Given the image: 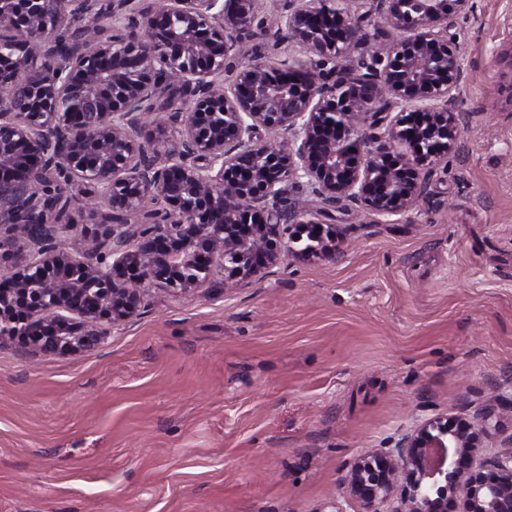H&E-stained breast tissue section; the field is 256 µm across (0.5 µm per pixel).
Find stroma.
Instances as JSON below:
<instances>
[{
  "label": "stroma",
  "mask_w": 512,
  "mask_h": 512,
  "mask_svg": "<svg viewBox=\"0 0 512 512\" xmlns=\"http://www.w3.org/2000/svg\"><path fill=\"white\" fill-rule=\"evenodd\" d=\"M461 137L335 260L150 291L79 355L0 341V512H318L418 421L512 400V0L457 18Z\"/></svg>",
  "instance_id": "1"
}]
</instances>
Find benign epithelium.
Returning <instances> with one entry per match:
<instances>
[{
  "mask_svg": "<svg viewBox=\"0 0 512 512\" xmlns=\"http://www.w3.org/2000/svg\"><path fill=\"white\" fill-rule=\"evenodd\" d=\"M265 0H112L75 41L56 34L90 14L89 0H0V56L21 77L0 99V340L20 337L44 354H78L100 342L85 326L133 317L148 287L198 288L217 259L230 280L280 260L292 230L315 245L296 257H336V227L287 204L290 183L327 207L360 203L381 218L415 209L423 167L461 133L451 107L462 77L452 49L454 16L470 0H377L381 19L405 35L373 41L343 0H275L273 37L317 63L270 67L227 61L264 28ZM359 52L353 67L336 61ZM181 92L186 112L146 132L143 117ZM413 109L385 122L382 102ZM386 123L383 135L367 132ZM178 138L169 149L170 125ZM274 134L263 141L260 130ZM410 154L400 155L401 145ZM79 195L102 198L112 223L87 237L77 260L59 231L61 199L42 187L52 174ZM112 264L103 268L107 258ZM512 411L492 397L476 416L427 419L394 448L346 463L339 496L320 512H512V438L486 459L491 423Z\"/></svg>",
  "mask_w": 512,
  "mask_h": 512,
  "instance_id": "benign-epithelium-1",
  "label": "benign epithelium"
}]
</instances>
